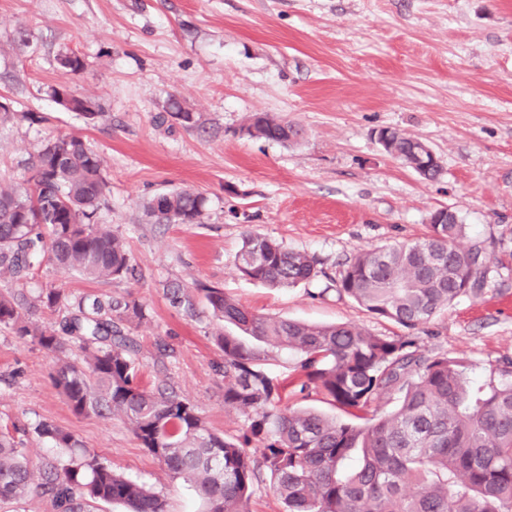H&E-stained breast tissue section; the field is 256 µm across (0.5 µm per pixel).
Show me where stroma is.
<instances>
[{
    "label": "stroma",
    "mask_w": 512,
    "mask_h": 512,
    "mask_svg": "<svg viewBox=\"0 0 512 512\" xmlns=\"http://www.w3.org/2000/svg\"><path fill=\"white\" fill-rule=\"evenodd\" d=\"M67 53L82 71L63 74ZM62 83L101 116L61 107L52 90ZM174 99L198 126L171 118ZM0 101L14 112L0 122V184L27 186L43 141L82 137L107 179L99 219L137 267L132 280L91 282L45 261L28 291L137 299L146 317L131 336L145 380L187 397L219 434L243 427L224 406L219 323L203 301L190 314L173 307L165 285L203 281L264 316L402 336L338 296L336 279L357 251L423 237L441 207L491 263L484 294L438 312L416 331L419 349L466 359L480 379L512 360V0H0ZM261 112L298 125L301 139L247 135ZM384 127L424 140L441 175L424 179L387 155L373 136ZM175 189L206 196L201 223L147 213ZM250 231L316 255L324 276L284 289L245 280L237 264ZM52 366L31 338L0 327V428L33 462L52 454L34 432L48 420L163 495L169 512H201L121 420L74 414Z\"/></svg>",
    "instance_id": "obj_1"
}]
</instances>
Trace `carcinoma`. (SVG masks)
Segmentation results:
<instances>
[{
  "instance_id": "1",
  "label": "carcinoma",
  "mask_w": 512,
  "mask_h": 512,
  "mask_svg": "<svg viewBox=\"0 0 512 512\" xmlns=\"http://www.w3.org/2000/svg\"><path fill=\"white\" fill-rule=\"evenodd\" d=\"M59 65L67 74L84 69L76 54ZM246 132L281 144L299 136L295 125L267 113L253 115ZM375 134L395 153L414 147L415 138L397 129ZM30 170L28 187L0 186V277L21 281L45 257L91 281L134 275L123 238L96 220L107 187L100 156L80 137H58L42 144ZM204 207L203 195L180 190L151 199L147 210L159 224H198ZM465 230L454 210L432 214L425 237L347 258L336 292L375 317L417 329L459 296L485 291L490 256L458 246ZM319 265L313 254L250 233L237 268L249 281L292 288L322 274ZM194 290L234 328L218 333L216 345L224 407L243 417L235 440L211 430L186 397L144 381L130 331L145 308L135 300L73 297L52 287L30 299L11 289L0 292V327L52 354V381L71 410L123 420L170 480L196 492L204 512H247L263 469L283 512H512V368L493 367L477 381L462 359L419 353L412 336L265 317L218 286L198 282ZM166 295L193 310L183 287ZM40 307L61 313L58 325L28 318ZM283 350L299 355L287 383L265 368ZM298 394L320 395L350 419L289 404ZM392 396L396 407L377 414L375 406ZM34 432L56 449L36 480L26 449L0 430V503L46 497L54 512H91L99 502L168 512L161 495L113 470L70 432L46 420Z\"/></svg>"
}]
</instances>
